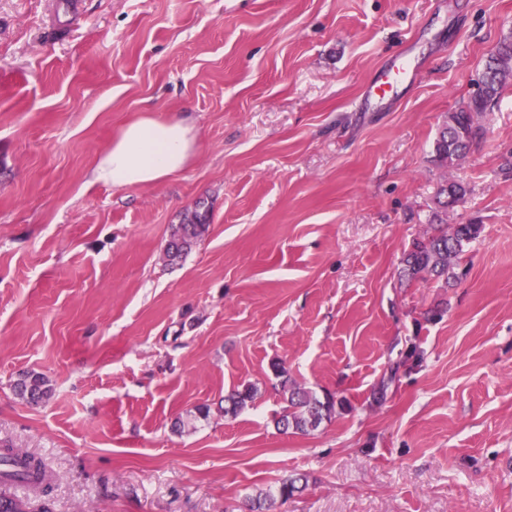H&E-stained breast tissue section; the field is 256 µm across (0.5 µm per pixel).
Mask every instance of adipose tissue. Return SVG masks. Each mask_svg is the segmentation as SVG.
I'll return each instance as SVG.
<instances>
[{
    "label": "adipose tissue",
    "instance_id": "1",
    "mask_svg": "<svg viewBox=\"0 0 512 512\" xmlns=\"http://www.w3.org/2000/svg\"><path fill=\"white\" fill-rule=\"evenodd\" d=\"M196 149L192 126L181 114H146L123 126L92 170L96 183L122 188L155 184L181 171Z\"/></svg>",
    "mask_w": 512,
    "mask_h": 512
}]
</instances>
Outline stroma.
<instances>
[{
	"label": "stroma",
	"instance_id": "35a3bbf8",
	"mask_svg": "<svg viewBox=\"0 0 512 512\" xmlns=\"http://www.w3.org/2000/svg\"><path fill=\"white\" fill-rule=\"evenodd\" d=\"M505 36L512 0H0V440L53 475L52 512H512V84L432 160ZM402 51L420 74L370 110ZM175 112L182 171L91 182L124 125ZM446 179L448 223L482 231L457 282L401 279ZM276 363L346 409L279 432ZM206 230V224H180L168 242L166 255L171 260L180 258ZM19 396L31 404H39L49 400L53 388L50 381L41 373L27 372L22 374L14 384ZM255 397V390L251 386H245L242 389L233 390L224 397V415L236 416L238 411L243 409L248 402H252Z\"/></svg>",
	"mask_w": 512,
	"mask_h": 512
}]
</instances>
